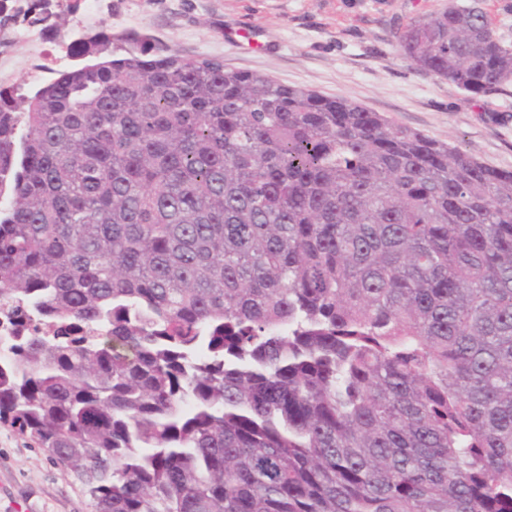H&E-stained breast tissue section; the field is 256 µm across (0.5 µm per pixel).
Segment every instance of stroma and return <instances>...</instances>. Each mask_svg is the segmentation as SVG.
<instances>
[{
    "instance_id": "35a3bbf8",
    "label": "stroma",
    "mask_w": 512,
    "mask_h": 512,
    "mask_svg": "<svg viewBox=\"0 0 512 512\" xmlns=\"http://www.w3.org/2000/svg\"><path fill=\"white\" fill-rule=\"evenodd\" d=\"M471 0H49V21L23 16L0 27V85L30 92L81 65L66 48L110 26L136 31L186 57L265 74L325 96H343L394 123L512 171V85L474 97L417 71L394 33L410 21ZM259 30L252 49L241 32ZM0 512H94L85 487L27 437L0 425Z\"/></svg>"
}]
</instances>
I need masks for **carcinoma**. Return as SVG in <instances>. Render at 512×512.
<instances>
[{"label":"carcinoma","mask_w":512,"mask_h":512,"mask_svg":"<svg viewBox=\"0 0 512 512\" xmlns=\"http://www.w3.org/2000/svg\"><path fill=\"white\" fill-rule=\"evenodd\" d=\"M512 82L473 4L397 29ZM0 87V424L95 512H512V171L104 30Z\"/></svg>","instance_id":"carcinoma-1"}]
</instances>
